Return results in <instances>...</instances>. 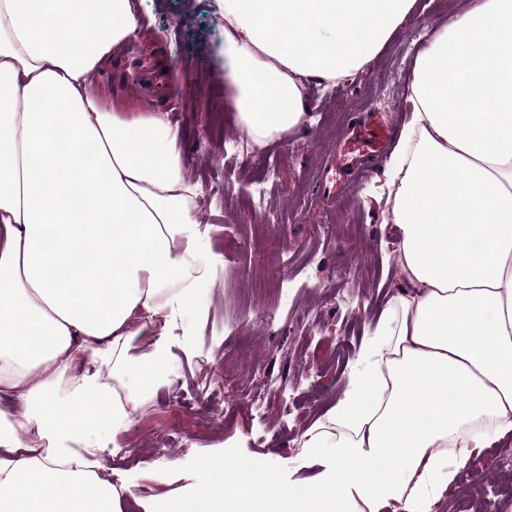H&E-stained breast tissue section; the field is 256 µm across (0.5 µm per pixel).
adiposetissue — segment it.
I'll list each match as a JSON object with an SVG mask.
<instances>
[{
	"label": "adipose tissue",
	"mask_w": 512,
	"mask_h": 512,
	"mask_svg": "<svg viewBox=\"0 0 512 512\" xmlns=\"http://www.w3.org/2000/svg\"><path fill=\"white\" fill-rule=\"evenodd\" d=\"M137 0H0V512H122L94 450L165 371L136 345L202 307L199 187L162 111L91 91ZM416 0H213L239 130L302 129L310 83L351 78ZM387 164L396 289L304 434L308 479L226 464L215 512H429L474 449L512 437V0H469L419 53ZM493 111H486V104ZM93 368H85V360Z\"/></svg>",
	"instance_id": "adipose-tissue-1"
}]
</instances>
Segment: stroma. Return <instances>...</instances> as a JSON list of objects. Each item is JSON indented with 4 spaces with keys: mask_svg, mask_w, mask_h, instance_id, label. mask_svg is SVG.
Instances as JSON below:
<instances>
[{
    "mask_svg": "<svg viewBox=\"0 0 512 512\" xmlns=\"http://www.w3.org/2000/svg\"><path fill=\"white\" fill-rule=\"evenodd\" d=\"M466 2L417 0L351 81L310 87L305 128L242 155L246 139L221 67L223 29L212 0H140L141 35L113 49L92 87L130 112L167 111L180 126L185 174L201 187L198 217L208 228L196 250L212 267L203 310L187 308L162 339L167 377H131L144 398L129 429L100 433V476L123 478V512H152L190 486L223 498L222 483H203V458L215 471L247 457L263 460L264 478L287 477L294 467L300 477L313 474L299 461L302 436L335 399L390 297L396 271L381 257L399 244L384 215L386 158L362 180H339L330 198L318 183L352 127L378 109L371 90L388 100L383 110L401 127L418 52ZM270 221L274 232L263 234ZM230 225L247 226L253 246L225 253ZM275 385L287 386V399L274 397ZM140 484L151 494L137 495ZM487 488L498 503L512 493V451L498 444L473 455L430 512H485Z\"/></svg>",
    "mask_w": 512,
    "mask_h": 512,
    "instance_id": "stroma-1",
    "label": "stroma"
}]
</instances>
